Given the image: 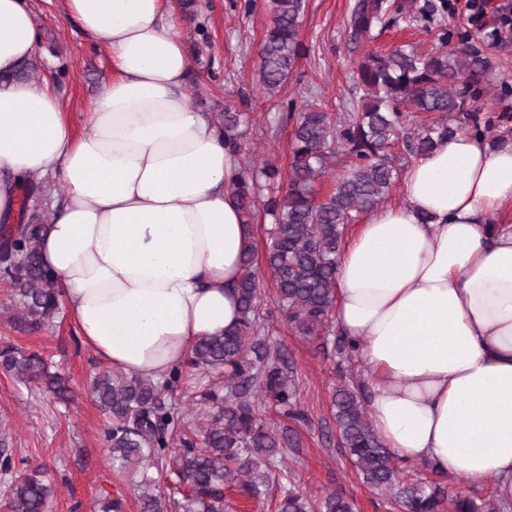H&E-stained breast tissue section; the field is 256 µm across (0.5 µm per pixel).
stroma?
<instances>
[{"mask_svg":"<svg viewBox=\"0 0 512 512\" xmlns=\"http://www.w3.org/2000/svg\"><path fill=\"white\" fill-rule=\"evenodd\" d=\"M44 31L43 50L35 63L41 78L53 83L72 112L84 111L110 72L103 52L91 49L76 25L64 19L57 0H30ZM195 20H181L179 31L189 47L192 66L189 103L211 113L238 109L249 100L251 123L244 139L253 158L287 167L291 123L268 124L287 102L310 101L329 112H345L356 91L353 71L363 48L352 47L344 32L351 0H305L300 40L306 52L288 81L267 94L256 76L258 51L270 23L268 0H195ZM473 44L492 54L497 66L490 94L479 102L481 113H512V28L498 38L473 31ZM261 310L270 313L268 340L285 356L297 390L302 419L280 413L271 402L257 406L259 415L278 432H287L284 460L269 474V494L262 501L238 488L226 492L229 512H275L283 492L295 488L312 502L338 491L353 499L355 512H402L389 495L367 488L336 441L332 395L338 385L359 382L362 361L347 362L334 347V336L305 337L274 314L273 288L264 285ZM8 290L0 284V342L36 350L59 365L69 379L74 402L65 406L37 384L23 385L0 373V433L16 458L46 465L57 479L49 512H99L101 490L122 499L123 512H140L136 484L141 471L115 473L103 432L110 417L91 392V379L106 366L85 347L67 315L53 325L22 331L10 322Z\"/></svg>","mask_w":512,"mask_h":512,"instance_id":"stroma-1","label":"stroma"}]
</instances>
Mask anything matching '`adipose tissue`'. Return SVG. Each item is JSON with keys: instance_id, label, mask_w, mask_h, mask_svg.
<instances>
[{"instance_id": "obj_1", "label": "adipose tissue", "mask_w": 512, "mask_h": 512, "mask_svg": "<svg viewBox=\"0 0 512 512\" xmlns=\"http://www.w3.org/2000/svg\"><path fill=\"white\" fill-rule=\"evenodd\" d=\"M63 15L110 70L77 120L50 82L14 79L42 32L28 0H0V222L17 223L25 178L62 182L40 255L68 316L113 371L160 380L241 318V159L189 104L172 0H63ZM403 195L336 264L368 417L398 460L512 508V144L456 133L413 159Z\"/></svg>"}]
</instances>
